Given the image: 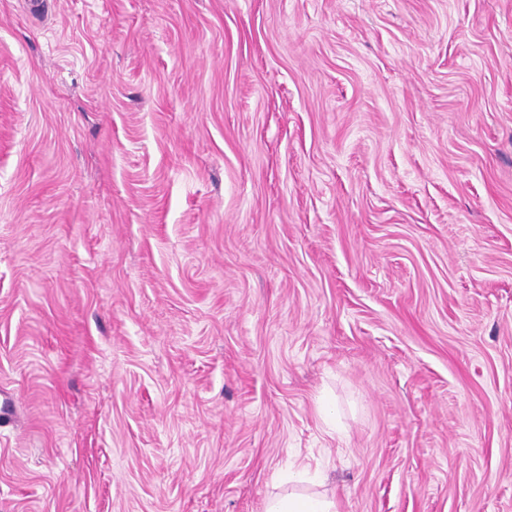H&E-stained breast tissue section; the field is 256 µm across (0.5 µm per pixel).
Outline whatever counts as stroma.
<instances>
[{
    "label": "stroma",
    "mask_w": 512,
    "mask_h": 512,
    "mask_svg": "<svg viewBox=\"0 0 512 512\" xmlns=\"http://www.w3.org/2000/svg\"><path fill=\"white\" fill-rule=\"evenodd\" d=\"M42 2L0 512H512V0ZM335 501L325 495L284 494L273 497L266 512H335Z\"/></svg>",
    "instance_id": "stroma-1"
}]
</instances>
